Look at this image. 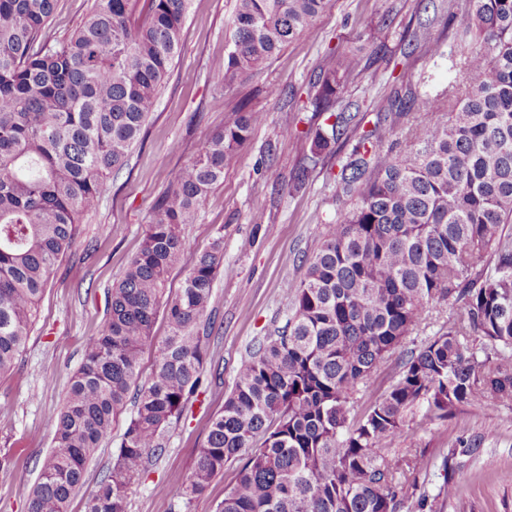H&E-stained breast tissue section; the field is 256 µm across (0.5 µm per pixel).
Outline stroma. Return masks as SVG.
Masks as SVG:
<instances>
[{
    "mask_svg": "<svg viewBox=\"0 0 512 512\" xmlns=\"http://www.w3.org/2000/svg\"><path fill=\"white\" fill-rule=\"evenodd\" d=\"M233 6L234 0H194L181 54L146 124L144 144L106 181L74 255L54 272L22 355L12 370L0 374V512H27L70 379L105 321L108 293L138 251L154 203L174 172L244 106L264 113L265 120L225 169L223 183L208 195L196 223L183 225L185 249L168 282L178 289L199 251L223 236L225 273L214 283L215 329L207 358L214 378L165 432L161 455L132 486L128 505V512H218L235 469L225 467L206 492L185 499L196 452L248 347L284 322L285 294L298 285L306 259L336 213V182L328 167L310 170L300 189L286 185L304 160L309 129L317 122L308 105L317 75L330 66L333 50L362 56L365 69L345 82L341 102L368 128L395 83L413 84L443 101L456 84L454 57L431 56L426 46L438 39L448 50L455 48L448 10H463L465 0H434L430 12L422 0H333L310 33L284 47L263 72L244 74L227 90L212 73L231 47ZM286 124L295 129L288 138L280 134ZM88 248L93 254L87 258ZM452 314L451 305L433 306L401 353L378 365L371 386L357 396V411L373 404L397 378L402 352L446 331ZM124 427L116 422L111 438L89 461L71 512H85L118 453ZM482 432L490 439L464 470L444 467L449 449ZM391 451L409 460L405 493L413 501L426 498L424 512H512V406L469 405L447 421H428L413 412Z\"/></svg>",
    "mask_w": 512,
    "mask_h": 512,
    "instance_id": "stroma-1",
    "label": "stroma"
}]
</instances>
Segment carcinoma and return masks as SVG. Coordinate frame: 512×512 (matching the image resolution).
Returning a JSON list of instances; mask_svg holds the SVG:
<instances>
[{"instance_id":"cac0c4a2","label":"carcinoma","mask_w":512,"mask_h":512,"mask_svg":"<svg viewBox=\"0 0 512 512\" xmlns=\"http://www.w3.org/2000/svg\"><path fill=\"white\" fill-rule=\"evenodd\" d=\"M331 0H235L231 49L214 70L230 88L265 70L309 33ZM460 27L461 94L443 104L412 86L384 115L412 108V147L395 152L373 130L355 139L337 186L336 210L286 317L254 342L211 419L184 490L204 493L237 464L219 512H398L407 471L386 450L407 413L442 420L475 404L512 405V0H466ZM192 0H90L62 39L47 35L57 0H0V373L12 369L59 262L75 247L112 173L143 141ZM341 53L319 73L314 112L333 121L314 131L310 158L335 157L354 115L336 110L340 89L363 71ZM259 112H235L181 166L151 209L138 252L112 286L106 320L88 341L54 424L28 512H70L88 462L125 411L119 452L87 512H128L131 486L162 451L165 430L205 382L213 285L224 272L223 236L196 257L173 294L166 283L192 224L224 181ZM493 261L486 263L484 257ZM462 304L436 335L402 360L398 378L361 416L356 395L402 346L433 304ZM167 334L153 336L158 313ZM486 340L483 355L468 344ZM157 355L138 383L144 347ZM485 436L448 452L474 457Z\"/></svg>"}]
</instances>
